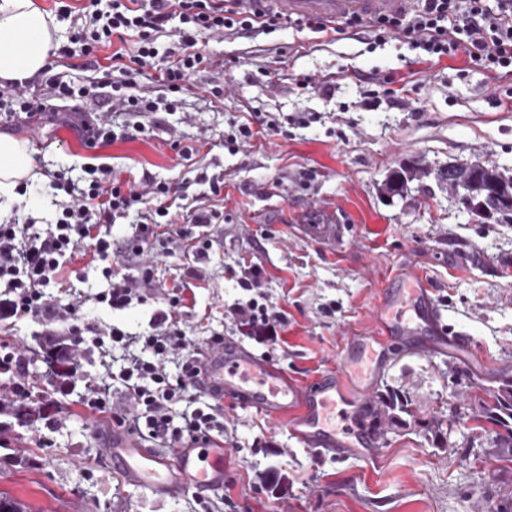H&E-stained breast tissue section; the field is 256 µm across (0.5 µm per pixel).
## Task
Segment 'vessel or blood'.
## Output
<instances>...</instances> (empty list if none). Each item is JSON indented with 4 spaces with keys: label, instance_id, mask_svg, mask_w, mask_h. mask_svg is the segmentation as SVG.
<instances>
[{
    "label": "vessel or blood",
    "instance_id": "1",
    "mask_svg": "<svg viewBox=\"0 0 512 512\" xmlns=\"http://www.w3.org/2000/svg\"><path fill=\"white\" fill-rule=\"evenodd\" d=\"M264 9L301 18H316L332 24L352 17L368 18L381 13L404 11L411 0H255ZM404 287L386 295L373 311L376 326L383 332L378 338L381 347H388L394 332L388 330V311L404 305L413 317L401 324L398 333L411 343L425 349L465 350L469 343L461 336L448 337L438 332L433 290L418 271L407 272ZM200 383L217 399H229L253 407L271 419L286 421L292 434L313 448H334L341 440L329 418L341 410L343 419L355 418L359 408L370 402V390L360 387L347 390L335 376H328L315 385L300 386L287 372L267 358L228 340L206 350L201 359ZM105 453L113 466L132 485L149 488L155 495L171 498L188 486L210 488L223 485L224 471L217 466H204L203 458L222 453L221 443L201 449L192 445L160 455L143 447L133 437L113 432L104 443Z\"/></svg>",
    "mask_w": 512,
    "mask_h": 512
}]
</instances>
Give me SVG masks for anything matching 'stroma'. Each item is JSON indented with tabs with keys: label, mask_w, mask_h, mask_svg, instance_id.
Returning a JSON list of instances; mask_svg holds the SVG:
<instances>
[{
	"label": "stroma",
	"mask_w": 512,
	"mask_h": 512,
	"mask_svg": "<svg viewBox=\"0 0 512 512\" xmlns=\"http://www.w3.org/2000/svg\"><path fill=\"white\" fill-rule=\"evenodd\" d=\"M202 45L216 67L192 77L180 108L162 114L151 136L89 148L58 124L36 132L18 125L11 134L29 142L43 171L66 169L77 178L85 167H108L130 182L148 173L171 183L179 204L217 211L209 231L218 247L199 262L183 245L155 260L154 278L170 287L202 271L196 305L182 317L198 342L233 337L228 309L245 296L233 272L261 265L271 302L288 315L272 361L302 385L336 370L348 337L374 333L376 302L406 270L422 273L445 328L468 337L471 349L417 354L401 347L372 391L402 387L418 415L449 416L447 445L434 447L410 427L375 436L374 462L320 455L283 423L228 400L224 477L235 484L233 506L218 503L212 488L161 499L127 484L101 452L112 426L78 404L88 381L106 373L93 362L56 395L58 424L22 426L11 418L0 425V492L30 512H203L207 500L216 512H498L512 503V462L473 419L479 399L512 380V221H480L435 177L451 162L494 165L512 176V110L497 106L492 83L461 53L416 64L397 40L372 49L341 34L320 43L292 28ZM373 73L389 86L368 82ZM306 76L332 79L333 94L303 87ZM216 84L224 94L212 101L207 91ZM396 90L403 106L393 103ZM253 111L285 121L287 136L262 132L230 153V120ZM297 116L308 124H294ZM176 133L182 144L198 145L191 159L173 149ZM413 164L427 175L385 195L387 175ZM213 175L224 179L216 193ZM305 224H339L344 233L330 244L305 235ZM476 252L481 262H473ZM66 282L92 322L148 321L145 307L99 308L90 295L104 282L85 260ZM329 304L331 317L322 312ZM271 469L288 477L274 491L259 480Z\"/></svg>",
	"instance_id": "obj_1"
}]
</instances>
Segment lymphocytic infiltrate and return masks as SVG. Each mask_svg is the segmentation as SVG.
Masks as SVG:
<instances>
[{
	"label": "lymphocytic infiltrate",
	"instance_id": "f902f5d3",
	"mask_svg": "<svg viewBox=\"0 0 512 512\" xmlns=\"http://www.w3.org/2000/svg\"><path fill=\"white\" fill-rule=\"evenodd\" d=\"M285 22L284 16L256 10L247 0H87L73 21L71 44L61 45L55 55L83 57L95 74L93 81L76 84L50 65L35 81L49 90V97L32 91L27 82L0 84V124L55 121L75 129L90 148L149 135L157 113L174 111L192 76L213 66L199 46L201 39L267 34ZM295 24L323 37L332 31L362 34L375 43L403 37L419 63L464 53L493 79L512 109V0H496L492 8L486 0H417L405 14L351 19L332 30L312 18L296 19ZM165 33L171 36L166 47L159 42ZM116 42L121 50L102 64L99 49ZM113 112L127 114V122L111 124ZM50 185L73 197L55 223L15 219L0 224V322L13 326L27 320L44 326L47 372L62 390L78 372L75 346H82L88 361L106 358L113 346L128 347L119 370L89 384L80 405L145 447L179 448L223 439V404H195L202 391L197 380L202 352L218 339L207 336L197 343L187 338L181 320L188 287L160 286L151 266L155 258L180 248L184 238L171 229V183L147 174L131 184L103 167L81 186L64 172H54ZM133 210L137 222L122 240L113 241L114 224ZM116 255L135 266V273L118 271L112 264ZM80 256L96 265L107 283L94 293V301L113 312L151 306L147 329L114 323L103 327L80 316L77 305L62 294L67 269ZM265 279L258 264L242 273L237 285L246 296L229 313L238 335L271 348L284 333L288 316L270 301ZM178 402L188 409L176 417L172 406Z\"/></svg>",
	"mask_w": 512,
	"mask_h": 512
}]
</instances>
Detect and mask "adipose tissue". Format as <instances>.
<instances>
[{
  "instance_id": "1",
  "label": "adipose tissue",
  "mask_w": 512,
  "mask_h": 512,
  "mask_svg": "<svg viewBox=\"0 0 512 512\" xmlns=\"http://www.w3.org/2000/svg\"><path fill=\"white\" fill-rule=\"evenodd\" d=\"M59 31L55 15L40 0H0V81H22L45 69ZM41 180L28 143L0 136V222L19 202L20 184Z\"/></svg>"
}]
</instances>
